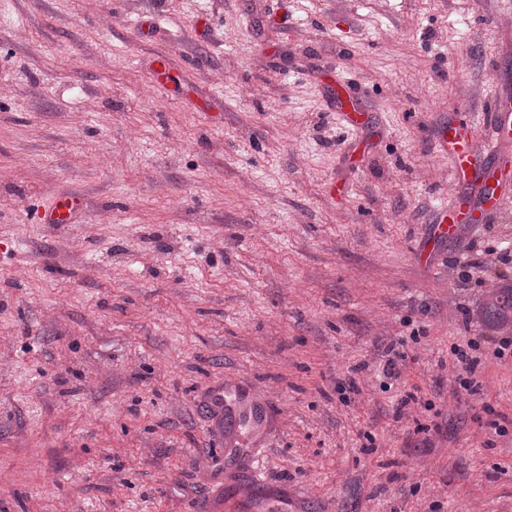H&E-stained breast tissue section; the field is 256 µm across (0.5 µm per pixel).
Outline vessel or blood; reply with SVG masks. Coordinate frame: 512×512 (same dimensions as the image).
I'll return each instance as SVG.
<instances>
[{"instance_id":"1","label":"vessel or blood","mask_w":512,"mask_h":512,"mask_svg":"<svg viewBox=\"0 0 512 512\" xmlns=\"http://www.w3.org/2000/svg\"><path fill=\"white\" fill-rule=\"evenodd\" d=\"M490 132V141L482 151H475L469 142L467 123L450 127L447 144L453 145L448 153L449 163L471 185L470 197L460 199L458 206L440 209L433 222L434 236L439 240H457L462 225L477 224L501 210L507 202L503 184L512 181V106L497 102L482 116ZM81 208L77 198H55L45 215L49 224L72 223ZM212 402L224 409V433L228 442H235L241 423L260 424V414L247 402L246 395L229 398L227 389L212 393Z\"/></svg>"}]
</instances>
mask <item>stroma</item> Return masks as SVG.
Instances as JSON below:
<instances>
[{
  "label": "stroma",
  "instance_id": "35a3bbf8",
  "mask_svg": "<svg viewBox=\"0 0 512 512\" xmlns=\"http://www.w3.org/2000/svg\"><path fill=\"white\" fill-rule=\"evenodd\" d=\"M501 92L512 0H0V512H512V204L432 226ZM81 209V202L75 197L61 196L53 200L50 210L44 214L48 224H71ZM477 316L488 327L497 328L512 323V285L496 288L482 304ZM451 349L453 355L456 356L458 364L460 365V370L467 374V376H464L463 373H459L457 375V381L461 387L468 389L473 384V381L468 376L473 375L478 359L477 357L473 358L467 350L461 348L459 345L452 346ZM227 395V387L215 389L212 393V403L217 406L224 405V433L229 444L234 446L240 424L244 421L259 425L261 416L248 405L247 396L243 393L239 392L233 400H228Z\"/></svg>",
  "mask_w": 512,
  "mask_h": 512
}]
</instances>
